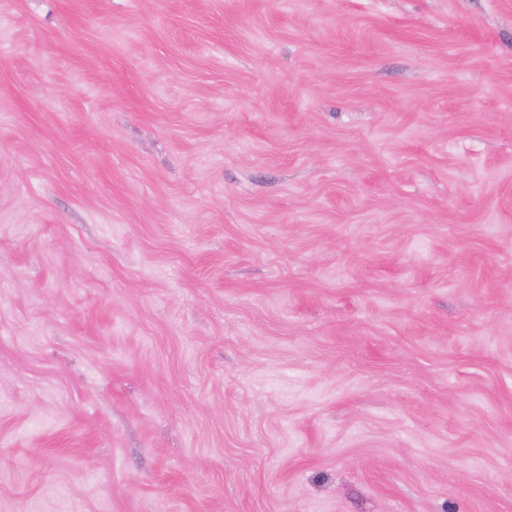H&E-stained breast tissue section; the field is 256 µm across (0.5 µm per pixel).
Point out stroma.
<instances>
[{
    "mask_svg": "<svg viewBox=\"0 0 512 512\" xmlns=\"http://www.w3.org/2000/svg\"><path fill=\"white\" fill-rule=\"evenodd\" d=\"M0 512H512V0H0Z\"/></svg>",
    "mask_w": 512,
    "mask_h": 512,
    "instance_id": "1",
    "label": "stroma"
}]
</instances>
